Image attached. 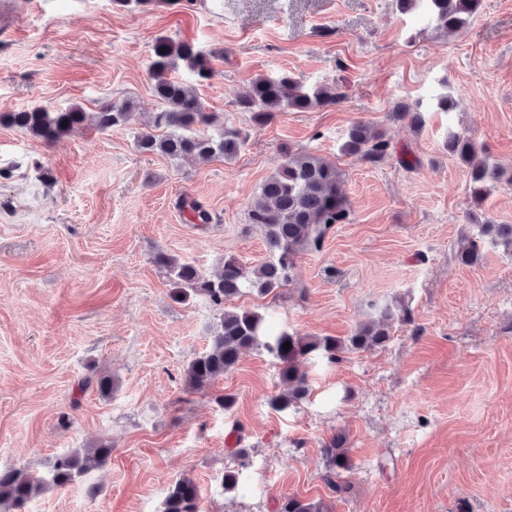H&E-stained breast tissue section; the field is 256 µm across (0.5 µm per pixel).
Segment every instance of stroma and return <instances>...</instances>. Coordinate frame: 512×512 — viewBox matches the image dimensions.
Returning <instances> with one entry per match:
<instances>
[{"instance_id": "stroma-1", "label": "stroma", "mask_w": 512, "mask_h": 512, "mask_svg": "<svg viewBox=\"0 0 512 512\" xmlns=\"http://www.w3.org/2000/svg\"><path fill=\"white\" fill-rule=\"evenodd\" d=\"M162 35L204 53L206 84L183 67L174 75L245 132L234 158L138 149L159 108L149 64ZM282 73L310 89L344 84L345 95L253 124L237 95ZM442 93L461 107L433 111ZM124 98L135 103L124 125L81 126L52 144L0 125V471L47 478L62 455L112 448L101 468L22 512H162L183 476L202 512H276L287 494L324 498L332 512H512V254L488 243L479 265L458 263L460 236L477 228L466 172L443 149L449 133H466L512 165V0H483L448 34L395 0H154L147 10L0 0V112H95ZM400 102L421 109L422 127L392 118ZM356 121L384 132V161L342 152ZM291 152L344 172L349 221L299 253L277 295L249 291L235 306L301 335H350L375 303L408 305L412 320L384 348L308 358L310 395L286 412L268 404L281 382L262 350L210 388L185 390L217 313L201 298L174 303L154 258L207 275L230 255L265 262L248 213ZM186 199L211 222L194 223ZM99 373L112 375L111 395L85 386ZM225 393L236 398L228 411L215 402ZM339 432L353 463L342 498L321 455ZM228 470L242 473L232 491Z\"/></svg>"}]
</instances>
